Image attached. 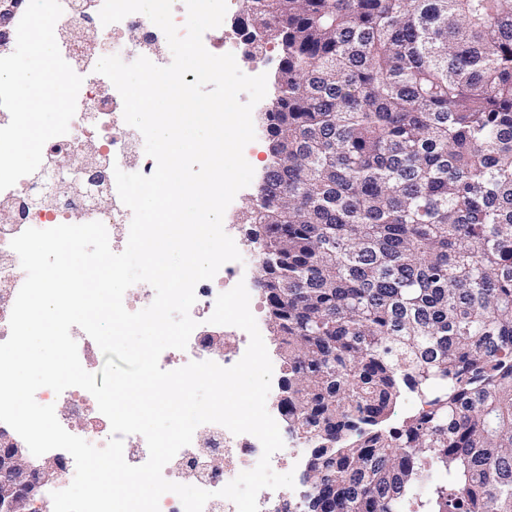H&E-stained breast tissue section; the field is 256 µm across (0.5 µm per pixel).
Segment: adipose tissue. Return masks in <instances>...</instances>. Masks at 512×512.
<instances>
[{"mask_svg": "<svg viewBox=\"0 0 512 512\" xmlns=\"http://www.w3.org/2000/svg\"><path fill=\"white\" fill-rule=\"evenodd\" d=\"M31 48L36 65L29 72L25 85L34 88L35 94L24 105L25 110L30 112L31 119L12 141L0 146V151L4 153L19 155L36 146L45 135L44 115L62 110L68 100L65 83L51 75L54 42L48 25L39 22L33 26Z\"/></svg>", "mask_w": 512, "mask_h": 512, "instance_id": "ef3b65f1", "label": "adipose tissue"}]
</instances>
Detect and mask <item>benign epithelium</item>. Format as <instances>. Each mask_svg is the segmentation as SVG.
<instances>
[{
	"label": "benign epithelium",
	"mask_w": 512,
	"mask_h": 512,
	"mask_svg": "<svg viewBox=\"0 0 512 512\" xmlns=\"http://www.w3.org/2000/svg\"><path fill=\"white\" fill-rule=\"evenodd\" d=\"M22 0H0V49L9 43L7 26ZM61 474L57 459L32 457L24 443L0 429V504L7 512H30L32 499Z\"/></svg>",
	"instance_id": "7a95c632"
}]
</instances>
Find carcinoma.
<instances>
[{"mask_svg": "<svg viewBox=\"0 0 512 512\" xmlns=\"http://www.w3.org/2000/svg\"><path fill=\"white\" fill-rule=\"evenodd\" d=\"M301 512H512V0H243ZM418 412L384 427L404 394Z\"/></svg>", "mask_w": 512, "mask_h": 512, "instance_id": "obj_1", "label": "carcinoma"}]
</instances>
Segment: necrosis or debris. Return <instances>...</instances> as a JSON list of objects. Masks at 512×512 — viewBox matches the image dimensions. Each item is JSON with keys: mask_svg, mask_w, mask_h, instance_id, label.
Wrapping results in <instances>:
<instances>
[{"mask_svg": "<svg viewBox=\"0 0 512 512\" xmlns=\"http://www.w3.org/2000/svg\"><path fill=\"white\" fill-rule=\"evenodd\" d=\"M104 0H25V7L11 20V28L18 40H25L34 19L48 18L56 22L72 24L86 22L89 12L100 11ZM138 33L145 40H158L160 31L152 28L149 19L141 13H133L119 22L104 26L95 25L93 39L119 46L126 32ZM83 45H70L64 56L58 59V70L68 82L70 104L59 113L51 133L33 151L32 157L20 163L14 159L0 158V289L19 292L24 283L18 274L21 267L17 253L11 248L13 238L29 228L49 229L69 223L71 217L102 222L115 236L126 234L132 220V212L119 204L107 209L102 205L104 197L116 191L114 168L122 162L134 159L146 173H153L156 162L146 155L144 139L140 132L118 133L124 122L121 110L123 101L119 93L103 97L97 92L99 73L84 68L81 57ZM100 143L95 164L85 161V147L90 139ZM60 151L69 154L71 166L79 180L76 189H68L62 183L50 161V154ZM55 196L54 209L40 205L45 193ZM236 351L214 357L206 332L194 330L188 345L182 350L178 363L216 359L218 364L229 367L237 363L249 343L247 333L237 335ZM69 411L61 418L62 427L71 421L85 420L84 428L77 432L96 447H104L111 437L110 422L99 414L94 397L79 387L67 388ZM203 444H190L182 448L163 469L166 480L194 485L211 491L204 512H237L235 504L219 497L218 492L241 472L252 469L259 461L262 446L250 434L235 435L225 427L210 424ZM224 460L223 468H214L213 458Z\"/></svg>", "mask_w": 512, "mask_h": 512, "instance_id": "necrosis-or-debris-1", "label": "necrosis or debris"}]
</instances>
